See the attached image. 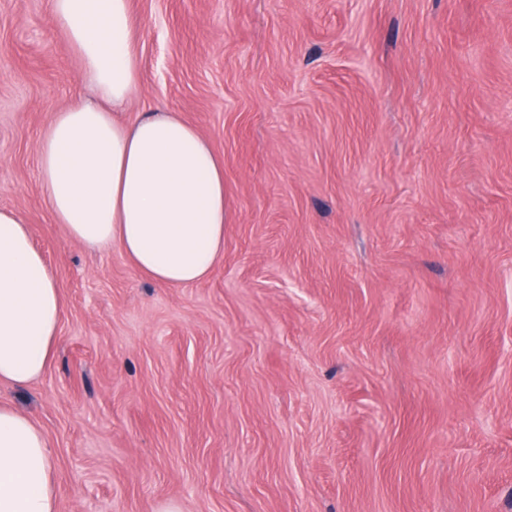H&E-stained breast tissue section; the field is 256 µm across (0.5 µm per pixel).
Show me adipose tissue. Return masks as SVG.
I'll list each match as a JSON object with an SVG mask.
<instances>
[{"label":"adipose tissue","mask_w":512,"mask_h":512,"mask_svg":"<svg viewBox=\"0 0 512 512\" xmlns=\"http://www.w3.org/2000/svg\"><path fill=\"white\" fill-rule=\"evenodd\" d=\"M130 0H52L92 97L55 112L37 157L54 223L140 275L174 287L224 257V159L180 113L121 119L142 88ZM64 299L23 216L0 209V384L25 386L55 355ZM0 512H59L52 449L29 416L0 405Z\"/></svg>","instance_id":"ef3b65f1"}]
</instances>
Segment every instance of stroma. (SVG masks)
Instances as JSON below:
<instances>
[{"instance_id":"1","label":"stroma","mask_w":512,"mask_h":512,"mask_svg":"<svg viewBox=\"0 0 512 512\" xmlns=\"http://www.w3.org/2000/svg\"><path fill=\"white\" fill-rule=\"evenodd\" d=\"M51 0H0V207L65 307L0 404L59 512H512V0H131L132 115L224 158V258L176 288L52 223L87 95Z\"/></svg>"}]
</instances>
